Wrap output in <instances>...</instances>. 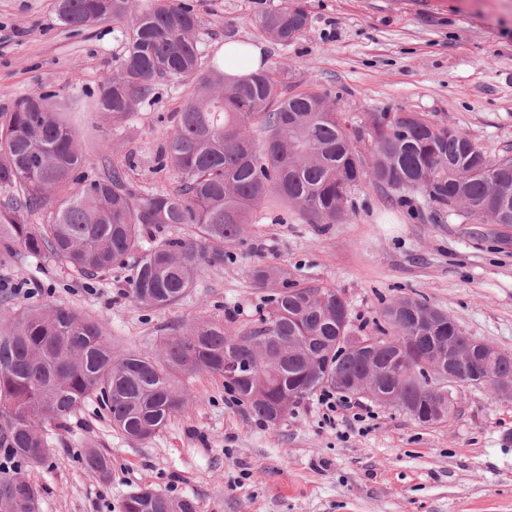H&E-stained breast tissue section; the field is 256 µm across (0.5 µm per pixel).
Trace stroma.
Wrapping results in <instances>:
<instances>
[{"instance_id":"1","label":"stroma","mask_w":512,"mask_h":512,"mask_svg":"<svg viewBox=\"0 0 512 512\" xmlns=\"http://www.w3.org/2000/svg\"><path fill=\"white\" fill-rule=\"evenodd\" d=\"M200 19L205 64L225 41L261 45L266 64L316 79L356 125L370 112H419L467 135L490 159L512 157V0H306L309 24L290 44L261 34L258 16L284 0H184ZM119 25H61L56 0H0V112L33 88L79 101L83 128L108 131L110 151L87 148L88 175L105 161L126 165L135 187L174 190L157 164L187 85L162 81L120 126L89 109L124 52ZM338 224H313L281 204L255 213L223 268L198 273L192 291L164 309L128 294V269L93 280L48 256L0 264V301H61L98 319L119 351L158 350L173 329L213 319L257 324L268 290L259 265H285L303 286L346 298L354 326L411 295L448 315L473 339L512 353V226L478 223L419 193L364 180ZM30 288L15 294L12 284ZM189 401L145 441L113 428L96 400L67 427H46L53 448L29 476L39 512H119L150 487L195 501L198 512H512V399L464 387L444 422L421 424L394 407L358 399L362 420L341 410L324 419L320 394L301 399L279 423L252 414L198 374ZM112 460L100 479L85 449Z\"/></svg>"}]
</instances>
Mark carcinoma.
Segmentation results:
<instances>
[{
  "label": "carcinoma",
  "mask_w": 512,
  "mask_h": 512,
  "mask_svg": "<svg viewBox=\"0 0 512 512\" xmlns=\"http://www.w3.org/2000/svg\"><path fill=\"white\" fill-rule=\"evenodd\" d=\"M57 11L71 28L123 25L125 53L92 105L112 122L144 103L156 81L191 82L161 155L180 188L135 189L119 163L88 178L73 111L34 88L0 113V191L8 194L0 206V258L48 253L89 279L128 266L131 298L161 309L194 287L198 269L224 265V246L244 240L257 209L283 203L314 224H336L348 217L351 191L364 179L418 191L441 207L457 204L475 221L512 225V157L489 159L451 126L418 112H371L351 128L313 81L304 86L264 68L230 81L224 69L204 65L199 17L173 0H57ZM308 22L305 0H285L257 26L286 44ZM364 139L365 153L355 146ZM37 214L40 224L32 222ZM169 224L193 232L142 250L145 234ZM253 280L272 290L258 326L194 322L165 337L159 354L114 351L99 321L63 302L1 311L0 459L12 469L0 468V512L38 508L39 489L26 471L50 454L42 428L65 427L89 399L105 407L119 432L147 440L185 406L184 381L224 376L230 355L254 369L237 381V398L259 418L279 422L277 409L288 399L336 387L324 375L360 377L357 359L330 355L341 336L379 349L384 391L422 407L433 402L431 390L398 374L393 357L429 363L433 353H448L442 342H469L446 314L430 323L437 309L417 298L404 297L418 306L404 321L381 310L370 330H355L352 320L336 316L346 300L335 288L301 286L281 266L257 267ZM83 464L103 479L110 475V457L95 448L85 450ZM120 512L197 508L189 498L144 488L126 497Z\"/></svg>",
  "instance_id": "carcinoma-1"
}]
</instances>
